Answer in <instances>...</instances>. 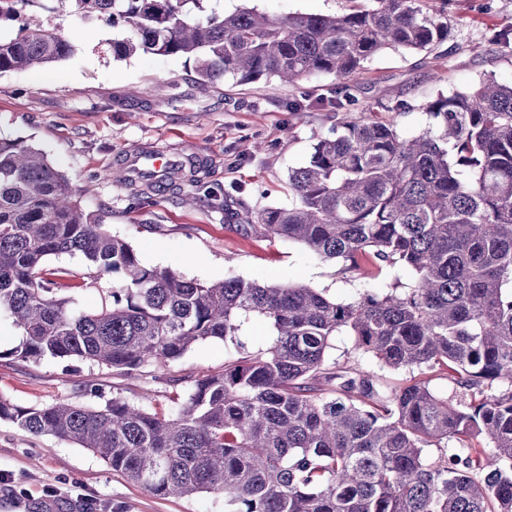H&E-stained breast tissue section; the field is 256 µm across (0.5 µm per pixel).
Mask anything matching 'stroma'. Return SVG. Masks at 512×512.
Wrapping results in <instances>:
<instances>
[{"label":"stroma","mask_w":512,"mask_h":512,"mask_svg":"<svg viewBox=\"0 0 512 512\" xmlns=\"http://www.w3.org/2000/svg\"><path fill=\"white\" fill-rule=\"evenodd\" d=\"M248 2L276 16L343 14L356 7L354 0H224V10ZM427 6L446 10L447 40L428 51L375 54L352 84L350 118L382 121L410 138L428 126L426 105L438 94L468 90L487 76L512 82V0H427ZM45 20L71 40L74 51L42 67L0 73V138H20L45 151L81 208L130 243L143 262L207 283L230 277L302 283L339 302L351 301L363 288L383 294L394 282L414 280L404 267L346 272L303 244L243 231L255 212L291 203L289 171L308 161L317 137L335 129V76L317 75L296 86L266 78L207 83L198 80L190 57H115L116 32L103 21L65 7ZM300 97L307 107L290 111ZM150 150L201 161L202 183L224 188L229 208L211 204L188 185L157 196L152 205H134L133 184L113 183L112 173L126 155ZM46 268L76 272L64 295L80 309L97 310L112 290L109 278L86 287L81 255L50 257ZM19 342L9 320L1 318L0 397L23 407L62 399L97 406L119 396L166 411L182 392V379L222 373L235 352L233 344L206 340L175 362L127 375L77 359L18 360L9 351ZM326 361L360 365L391 386L406 377L354 354L344 334L332 339ZM94 384L102 394L91 392ZM85 495L97 512L116 506L122 512H224L223 499L155 496L87 449L0 420V512H82Z\"/></svg>","instance_id":"obj_1"}]
</instances>
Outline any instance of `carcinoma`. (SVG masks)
<instances>
[{
    "label": "carcinoma",
    "mask_w": 512,
    "mask_h": 512,
    "mask_svg": "<svg viewBox=\"0 0 512 512\" xmlns=\"http://www.w3.org/2000/svg\"><path fill=\"white\" fill-rule=\"evenodd\" d=\"M344 15L224 13L223 0H0V73L68 57L74 45L35 19L65 4L123 28L112 52L199 58L216 83L263 77L348 83L385 48L423 51L448 39L426 0H373ZM435 123L406 139L380 121L342 117L288 175L293 203L258 211L245 231L298 241L349 271L404 265L410 284L336 302L305 284L188 280L141 262L85 214L69 180L22 139H0V316L23 361L80 359L131 374L166 365L208 339L231 342L224 373L190 380L166 413L114 397L96 408L60 400L0 420L97 453L162 497L212 494L224 512H512V84L489 78L427 106ZM204 197L190 163L178 167ZM83 256L92 283L118 277L94 312L69 306L46 260ZM252 318L270 343L244 350ZM382 366L411 372L386 387L348 364L326 366L333 336ZM448 371L459 400L438 396ZM494 445L489 453L483 446ZM438 453L433 455L430 449Z\"/></svg>",
    "instance_id": "1"
}]
</instances>
